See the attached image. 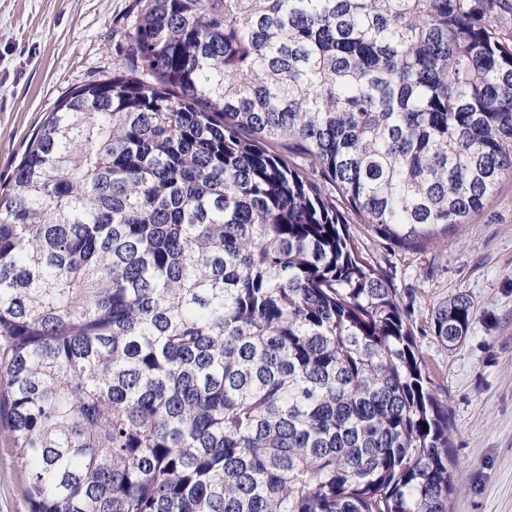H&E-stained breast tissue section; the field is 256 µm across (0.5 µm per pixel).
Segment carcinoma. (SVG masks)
<instances>
[{
  "mask_svg": "<svg viewBox=\"0 0 512 512\" xmlns=\"http://www.w3.org/2000/svg\"><path fill=\"white\" fill-rule=\"evenodd\" d=\"M140 3L137 69L0 188L31 512H450L448 399L348 224L424 250L512 180V7Z\"/></svg>",
  "mask_w": 512,
  "mask_h": 512,
  "instance_id": "cac0c4a2",
  "label": "carcinoma"
}]
</instances>
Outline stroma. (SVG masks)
<instances>
[{
  "mask_svg": "<svg viewBox=\"0 0 512 512\" xmlns=\"http://www.w3.org/2000/svg\"><path fill=\"white\" fill-rule=\"evenodd\" d=\"M139 0H0V186L49 113L72 90L135 66L130 32ZM387 274L418 349L448 395L458 466L451 512H512V181L444 245L413 251L351 224ZM464 293L465 340L448 350L431 329L434 306ZM27 469L0 436V512H30Z\"/></svg>",
  "mask_w": 512,
  "mask_h": 512,
  "instance_id": "stroma-1",
  "label": "stroma"
}]
</instances>
